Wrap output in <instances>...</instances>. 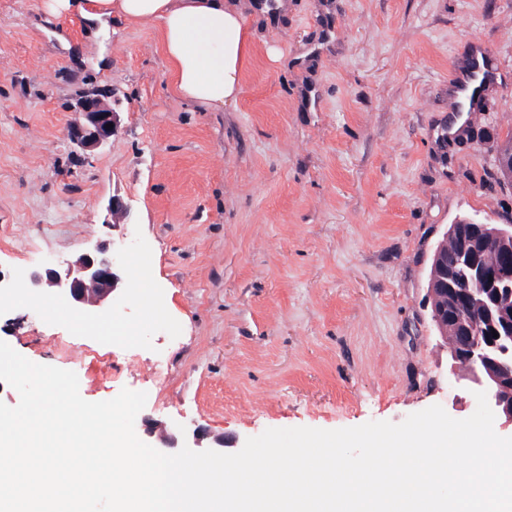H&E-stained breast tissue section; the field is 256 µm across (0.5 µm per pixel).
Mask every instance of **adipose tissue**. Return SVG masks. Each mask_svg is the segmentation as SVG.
<instances>
[{
    "label": "adipose tissue",
    "instance_id": "adipose-tissue-1",
    "mask_svg": "<svg viewBox=\"0 0 512 512\" xmlns=\"http://www.w3.org/2000/svg\"><path fill=\"white\" fill-rule=\"evenodd\" d=\"M47 9L75 16L91 30L115 17L131 25H152L183 100L220 108L239 99L254 51L239 0H47Z\"/></svg>",
    "mask_w": 512,
    "mask_h": 512
}]
</instances>
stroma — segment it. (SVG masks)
Here are the masks:
<instances>
[{"label": "stroma", "instance_id": "1", "mask_svg": "<svg viewBox=\"0 0 512 512\" xmlns=\"http://www.w3.org/2000/svg\"><path fill=\"white\" fill-rule=\"evenodd\" d=\"M42 3L0 0V341L87 401L145 392L139 438L200 427L228 454L268 428L475 412L427 280L458 217L512 224V0H283L250 16L259 49L218 109L176 94L153 27L93 35ZM474 53L485 100L453 134ZM86 95L120 119L92 152L68 136ZM100 242L121 278L102 312L16 295ZM101 317L111 340L76 326Z\"/></svg>", "mask_w": 512, "mask_h": 512}]
</instances>
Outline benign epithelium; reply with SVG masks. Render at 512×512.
Here are the masks:
<instances>
[{"label":"benign epithelium","mask_w":512,"mask_h":512,"mask_svg":"<svg viewBox=\"0 0 512 512\" xmlns=\"http://www.w3.org/2000/svg\"><path fill=\"white\" fill-rule=\"evenodd\" d=\"M116 113L97 97L78 102V119L69 128L70 139L84 150L108 142L117 128ZM446 235L457 240L453 257L437 249L427 282L431 320L455 364L460 389L484 391L495 418L512 428V224H485L469 217L449 225ZM499 251L500 268L482 267L485 250ZM120 277L107 243L59 267L30 275L28 287L66 295L73 306L101 308L112 298ZM499 337H493L492 331Z\"/></svg>","instance_id":"benign-epithelium-1"}]
</instances>
